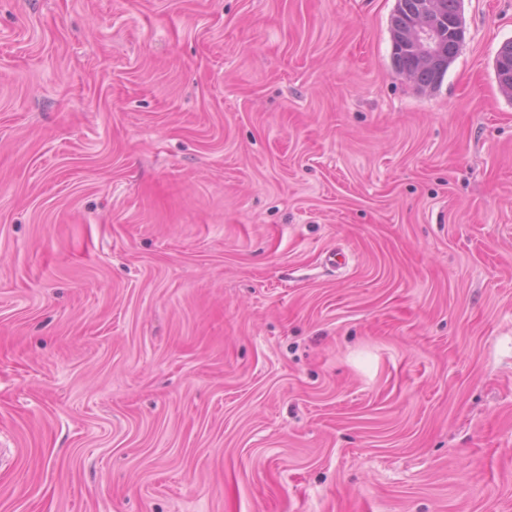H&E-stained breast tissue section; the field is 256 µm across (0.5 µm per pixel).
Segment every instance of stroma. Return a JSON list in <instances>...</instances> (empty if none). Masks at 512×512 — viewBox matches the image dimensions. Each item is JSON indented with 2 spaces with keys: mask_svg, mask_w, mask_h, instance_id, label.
I'll list each match as a JSON object with an SVG mask.
<instances>
[{
  "mask_svg": "<svg viewBox=\"0 0 512 512\" xmlns=\"http://www.w3.org/2000/svg\"><path fill=\"white\" fill-rule=\"evenodd\" d=\"M395 6L0 0V512H512V0ZM436 12L427 13L426 23L413 17L405 32V38L409 42L414 53L423 62H430L441 53L438 62L433 64H420L412 53L405 50L396 40L395 32L405 24L407 14L404 10L392 15L393 26L390 28L392 39V65L396 73L409 74L413 82L423 88H435L439 86L448 71L450 65L458 56L462 42L448 37V24L452 23L459 15L462 0H439ZM394 11V12H395ZM429 27L432 28V31ZM436 35L434 39L432 35ZM439 39V41H438Z\"/></svg>",
  "mask_w": 512,
  "mask_h": 512,
  "instance_id": "obj_1",
  "label": "stroma"
}]
</instances>
